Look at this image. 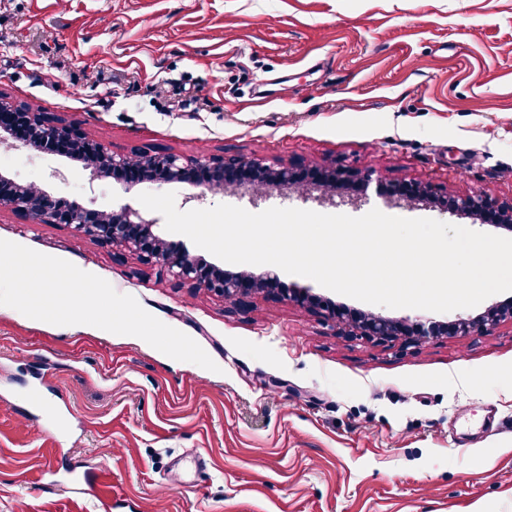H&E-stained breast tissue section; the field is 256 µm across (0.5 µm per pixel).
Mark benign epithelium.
<instances>
[{
  "label": "benign epithelium",
  "mask_w": 512,
  "mask_h": 512,
  "mask_svg": "<svg viewBox=\"0 0 512 512\" xmlns=\"http://www.w3.org/2000/svg\"><path fill=\"white\" fill-rule=\"evenodd\" d=\"M15 125L28 128L30 136L14 143V146L50 152L54 145H65L68 151L85 159L93 181L108 170L115 173L136 168L138 175L133 183L155 188L171 183L187 184L195 189L188 200L198 202L224 190L226 177L250 182L253 195L260 198L266 196L265 186L271 182L283 190L295 184L292 169L282 167L272 171L261 160L247 156L226 159L205 154L185 158L174 153L135 156L110 153L101 142L82 135L72 125L49 122L40 113L15 108L0 97L1 143H10L11 127ZM371 183L372 171L368 169L335 166L322 173L321 185L312 184L309 190L318 193L319 199L334 205L338 186L354 184L366 190ZM390 195L408 203L439 197L436 187L418 182L404 183ZM0 205L25 214L34 224H67L102 243L124 245L145 261L155 264L163 274L192 288L210 292L226 303L240 304L248 296L262 292L281 296L308 310L322 309L327 312L328 319L352 336L380 341L399 338L405 343L419 344L441 335L467 336L478 330L490 331L507 320L512 322L511 304L492 306L476 317L460 314L448 323L431 322L427 325L375 312L351 313L345 307L312 295L305 289L284 292L279 288V277L274 271L228 273L191 254L183 246H169L166 239L152 231L155 223L130 207L109 213L79 204L62 208L59 199L42 187L19 185L3 174H0ZM450 210L453 214L477 216L498 229L512 232V202H502L485 190L452 198Z\"/></svg>",
  "instance_id": "1"
}]
</instances>
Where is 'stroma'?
I'll use <instances>...</instances> for the list:
<instances>
[{
	"label": "stroma",
	"mask_w": 512,
	"mask_h": 512,
	"mask_svg": "<svg viewBox=\"0 0 512 512\" xmlns=\"http://www.w3.org/2000/svg\"><path fill=\"white\" fill-rule=\"evenodd\" d=\"M0 95L120 155L336 163L512 200V0H0ZM12 154L17 182L139 205L140 187L80 162ZM222 203L495 231L373 188L356 208L207 201ZM0 239L105 279L220 367L0 306V512H512V322L371 341L277 298L227 306L1 205Z\"/></svg>",
	"instance_id": "stroma-1"
}]
</instances>
